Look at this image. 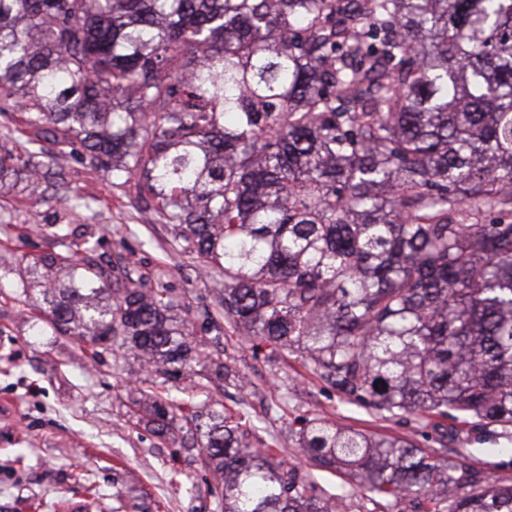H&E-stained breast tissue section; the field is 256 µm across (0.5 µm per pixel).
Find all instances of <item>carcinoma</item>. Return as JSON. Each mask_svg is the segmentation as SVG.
<instances>
[{"mask_svg": "<svg viewBox=\"0 0 512 512\" xmlns=\"http://www.w3.org/2000/svg\"><path fill=\"white\" fill-rule=\"evenodd\" d=\"M0 117L31 144L4 134L0 189L24 174L40 198L77 155L133 182L253 350L305 354L389 419L512 427V0H0ZM19 276L94 355L231 373L166 289L88 248L24 255ZM136 393L175 436L191 403ZM295 424L310 466L375 506L512 512V484L461 454ZM196 433L220 512H347L242 417Z\"/></svg>", "mask_w": 512, "mask_h": 512, "instance_id": "carcinoma-1", "label": "carcinoma"}]
</instances>
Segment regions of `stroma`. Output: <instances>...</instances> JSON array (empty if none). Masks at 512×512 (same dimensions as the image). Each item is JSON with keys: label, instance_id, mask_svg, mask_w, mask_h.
I'll use <instances>...</instances> for the list:
<instances>
[{"label": "stroma", "instance_id": "1", "mask_svg": "<svg viewBox=\"0 0 512 512\" xmlns=\"http://www.w3.org/2000/svg\"><path fill=\"white\" fill-rule=\"evenodd\" d=\"M65 172L69 193L62 199L48 193L31 204L22 177L0 191V512H72L92 496L98 512H137L141 505L148 512H216L222 490L201 465L193 425H184L179 442L157 434L131 403L135 388L173 398L191 388L199 411L218 402L240 413L256 440L276 441L279 459L301 469L309 463L290 438L298 417L321 416L436 448L433 426L384 420L347 404L301 353L252 351L228 328L208 350L247 379L244 387L230 379L213 383L203 372L167 379L118 350H103L91 362L72 338L35 323L15 269L22 256L60 251V224L69 225L73 242L82 225H95V252L113 274L129 271L164 285L196 322L215 308L216 283L181 254L168 226L139 205L130 186L75 161ZM447 425L449 454L512 483L511 429L453 419Z\"/></svg>", "mask_w": 512, "mask_h": 512}]
</instances>
